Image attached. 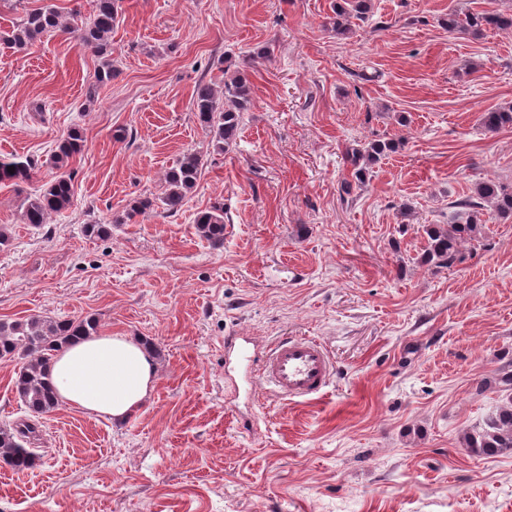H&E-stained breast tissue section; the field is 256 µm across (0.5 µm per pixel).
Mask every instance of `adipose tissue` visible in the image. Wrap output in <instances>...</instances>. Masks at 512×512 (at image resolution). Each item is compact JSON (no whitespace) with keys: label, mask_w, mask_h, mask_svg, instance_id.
Here are the masks:
<instances>
[{"label":"adipose tissue","mask_w":512,"mask_h":512,"mask_svg":"<svg viewBox=\"0 0 512 512\" xmlns=\"http://www.w3.org/2000/svg\"><path fill=\"white\" fill-rule=\"evenodd\" d=\"M50 375L60 401L122 422L149 399L156 367L152 350L142 340L100 333L60 351Z\"/></svg>","instance_id":"ef3b65f1"}]
</instances>
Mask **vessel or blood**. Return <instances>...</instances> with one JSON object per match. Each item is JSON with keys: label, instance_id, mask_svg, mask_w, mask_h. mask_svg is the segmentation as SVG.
Here are the masks:
<instances>
[{"label": "vessel or blood", "instance_id": "obj_1", "mask_svg": "<svg viewBox=\"0 0 512 512\" xmlns=\"http://www.w3.org/2000/svg\"><path fill=\"white\" fill-rule=\"evenodd\" d=\"M252 379L268 386L283 400H310L329 386L334 363L319 340L305 336H284L260 352L241 348Z\"/></svg>", "mask_w": 512, "mask_h": 512}]
</instances>
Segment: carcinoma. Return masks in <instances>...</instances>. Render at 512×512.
I'll return each instance as SVG.
<instances>
[{
  "mask_svg": "<svg viewBox=\"0 0 512 512\" xmlns=\"http://www.w3.org/2000/svg\"><path fill=\"white\" fill-rule=\"evenodd\" d=\"M371 10L370 0H339L332 5V29L338 36L354 32L355 21L365 18ZM119 0H96L93 15L76 25L63 23L61 13L52 6L26 12L23 19L8 31L0 33V42L9 48L25 50L42 38L57 31L72 35L83 49L101 58L95 73L97 87L107 85L119 74L111 58L110 37L120 21ZM448 32L479 34L485 30L512 29V14L495 11L450 13L446 21ZM252 105L251 87L246 75L236 71L224 77V91L211 83L201 82L192 95V111L211 134L213 151L222 153L236 142L243 114ZM485 130L495 132L512 125V107L485 112L481 116ZM83 134L73 128L55 149L53 164L56 175L33 195L24 199L23 220L39 227L49 223L52 215L69 209L74 202V172L70 160L82 152ZM396 150L393 140H373L352 150L346 160L352 165L351 179H343L340 199L349 201L353 187L366 181L367 164ZM14 172H8V167ZM203 167L201 155L184 153L165 175L166 192L153 199L135 200L126 213L114 220L125 224L138 214H144L161 204L169 212L180 208L194 189ZM35 164L28 158L0 159V185L20 186L33 177ZM490 204L501 215L512 214V189L495 180L478 183L470 196L453 202L454 214L446 224H430L426 228L428 246L425 261L437 268H454L463 263L462 245L476 241L482 234L480 211ZM194 223L202 236L215 246L224 244V202L219 200L196 213ZM98 333L97 320L91 316L72 319H47L32 316L25 321L0 320V361L20 363L14 380L15 392L34 420L21 426L0 427V461L16 471L36 465L37 455L26 445L37 437L35 419L53 411L59 405L49 375L50 361L72 341ZM463 445L470 453L496 455L512 453V398L493 410L483 422L463 435Z\"/></svg>",
  "mask_w": 512,
  "mask_h": 512,
  "instance_id": "carcinoma-1",
  "label": "carcinoma"
}]
</instances>
